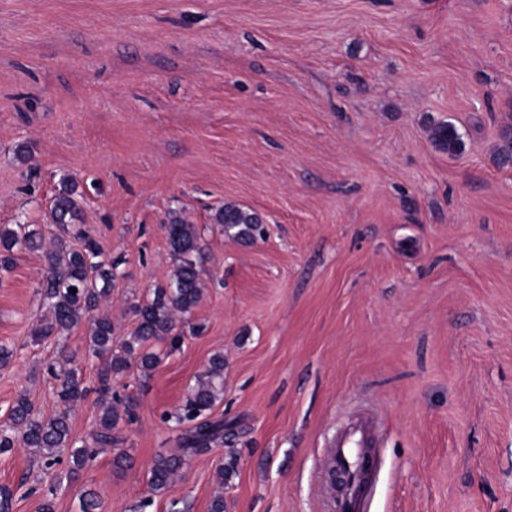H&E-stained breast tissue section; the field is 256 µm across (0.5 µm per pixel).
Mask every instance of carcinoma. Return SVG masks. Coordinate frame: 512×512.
<instances>
[{
  "mask_svg": "<svg viewBox=\"0 0 512 512\" xmlns=\"http://www.w3.org/2000/svg\"><path fill=\"white\" fill-rule=\"evenodd\" d=\"M428 137L440 150L454 155L462 147L461 137L451 123L429 126ZM499 160L512 165V126L502 131ZM82 194L77 184L61 179L56 185L48 205L50 223L56 226L51 246L43 254L44 271L39 280L38 293L49 316L40 319L32 328V336L44 341L59 336L83 321L89 322V346L92 354L106 361L100 372L97 387H87L70 359L61 354L50 367L55 382L54 395L59 410L46 417L25 396L12 405L8 418L0 422V452L6 453L23 445L34 448L43 455L47 469L61 462V451L70 449L68 461L73 469L82 468L94 455V449L112 445L121 416L112 394V375L120 374L130 365V358H138L143 374H149L159 363L158 354L148 351L145 345L163 342L173 349L181 342L183 331L176 325V315L187 316L198 305L201 295L202 247L194 225L180 215H173L166 224L167 240L174 259L173 273L165 286L154 289L151 300L132 305L136 328L131 339L124 341L119 350H113L115 328L112 318L101 312L110 299L115 280L116 265L106 257L100 241L77 228L73 220L80 211ZM228 236L251 242L261 235L260 217L236 204L226 203L212 216ZM43 246V238L28 224H3L0 226V267L8 269L13 264L14 248ZM224 386V356L217 354L210 359L205 378L197 381L182 412L174 416L176 425L185 422L190 427L178 435L181 455L161 456L151 469L149 483L153 490L167 488L172 477L187 464L186 457L209 449L218 440H224V420L207 418L219 392ZM94 391L98 394L101 412L97 428L90 440L72 437L70 414Z\"/></svg>",
  "mask_w": 512,
  "mask_h": 512,
  "instance_id": "carcinoma-1",
  "label": "carcinoma"
}]
</instances>
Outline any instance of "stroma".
Here are the masks:
<instances>
[{"label": "stroma", "mask_w": 512, "mask_h": 512, "mask_svg": "<svg viewBox=\"0 0 512 512\" xmlns=\"http://www.w3.org/2000/svg\"><path fill=\"white\" fill-rule=\"evenodd\" d=\"M453 122L463 149L428 138ZM512 0H0V225L43 237L60 176L84 193L78 227L117 261L108 308L128 339L134 303L174 266L166 222L196 224L203 296L150 377L116 375L136 403L120 442L77 473L32 449L0 454L13 512H326L330 442L376 424L366 512H512ZM25 146L29 163L16 157ZM231 202L263 239L214 224ZM0 270V419L19 395L54 414L43 368L66 349L87 386L89 328L35 342L41 252ZM210 411L234 436L189 457L179 412L215 354ZM131 458L113 464L116 452ZM232 462L217 478L220 460Z\"/></svg>", "instance_id": "35a3bbf8"}]
</instances>
